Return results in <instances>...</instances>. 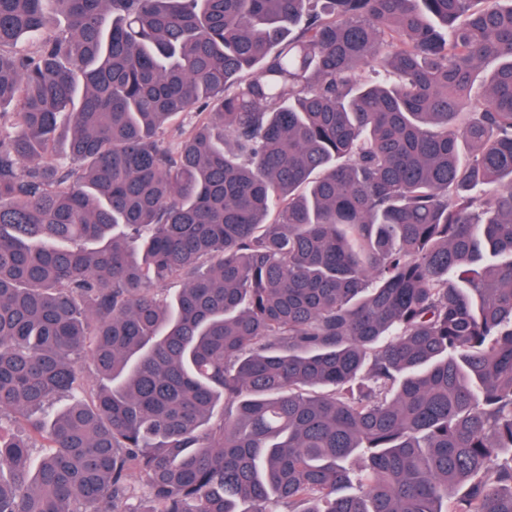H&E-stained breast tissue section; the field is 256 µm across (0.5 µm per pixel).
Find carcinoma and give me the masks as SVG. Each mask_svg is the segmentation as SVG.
I'll return each mask as SVG.
<instances>
[{
    "label": "carcinoma",
    "mask_w": 512,
    "mask_h": 512,
    "mask_svg": "<svg viewBox=\"0 0 512 512\" xmlns=\"http://www.w3.org/2000/svg\"><path fill=\"white\" fill-rule=\"evenodd\" d=\"M0 512H512V0H0Z\"/></svg>",
    "instance_id": "1"
}]
</instances>
